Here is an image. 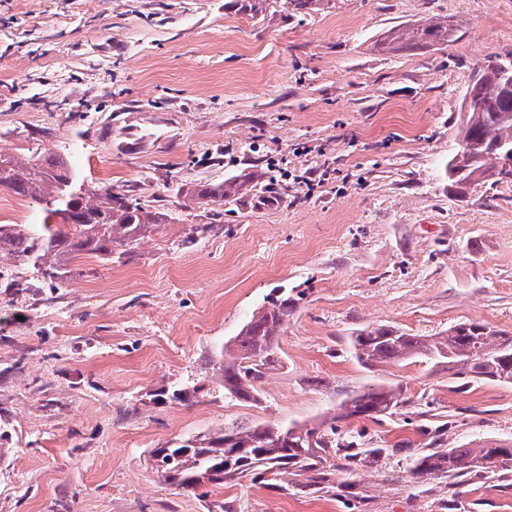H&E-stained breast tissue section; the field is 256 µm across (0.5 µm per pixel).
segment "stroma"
Returning a JSON list of instances; mask_svg holds the SVG:
<instances>
[{"label":"stroma","instance_id":"35a3bbf8","mask_svg":"<svg viewBox=\"0 0 512 512\" xmlns=\"http://www.w3.org/2000/svg\"><path fill=\"white\" fill-rule=\"evenodd\" d=\"M441 20L440 49L390 52L396 26ZM512 51V0H331L264 15L232 0H0V152L28 138L91 188L130 191L170 224L51 290L0 257V512H512V469L413 480L402 455L337 465L313 489L184 492L153 449L243 423L310 424L365 387L400 388L396 414L355 419L366 447L512 445V385L469 383L415 359L371 372L368 325L431 336L464 320L512 331V185L457 186L469 74ZM133 114L137 152L96 124ZM243 201L186 190L243 173ZM323 179L308 191L305 178ZM282 190L266 202L269 181ZM212 230L196 233L195 225ZM299 300L261 404L225 396L220 350L275 289Z\"/></svg>","mask_w":512,"mask_h":512}]
</instances>
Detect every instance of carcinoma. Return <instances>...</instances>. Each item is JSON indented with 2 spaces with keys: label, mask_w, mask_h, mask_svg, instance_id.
<instances>
[{
  "label": "carcinoma",
  "mask_w": 512,
  "mask_h": 512,
  "mask_svg": "<svg viewBox=\"0 0 512 512\" xmlns=\"http://www.w3.org/2000/svg\"><path fill=\"white\" fill-rule=\"evenodd\" d=\"M270 0H236L242 13L257 17L267 12ZM448 24L427 22L390 32L384 44L394 51L446 46ZM502 57L477 71L467 86L462 109L467 112L460 138L470 146L474 165L495 171L501 153L512 147V89L498 79ZM24 157L0 154V185L28 201L42 215L40 224H0V256L19 258L31 265L51 288H62L78 268L80 259L92 255L112 259L116 247L145 238L158 224L173 221L171 214L149 211L128 194L109 189L85 190L84 179L69 161L40 146L26 148ZM250 174L219 184L197 183L190 195L202 203L222 205L240 200ZM69 212L65 222L57 215ZM297 309L283 294L270 298L255 311L221 350L219 386L224 395L245 402L260 401V385L268 373L281 366L279 338ZM356 359L369 368L416 358L460 363L470 382L492 381L512 385V332L494 329L475 320L456 323L434 335H413L396 326L377 325L351 338ZM397 393L385 387L366 388L347 395L332 416L310 426L301 424H246L183 440L159 456L151 453L154 469L165 481L185 492L203 486L204 473L213 469L218 478L210 485L251 483L288 490V477L315 482L336 468V460L353 462L363 453L351 430L340 423L353 419L377 420L393 414ZM412 479H438L445 475L488 473L512 467V448L484 444L477 448H431L408 457Z\"/></svg>",
  "instance_id": "cac0c4a2"
}]
</instances>
